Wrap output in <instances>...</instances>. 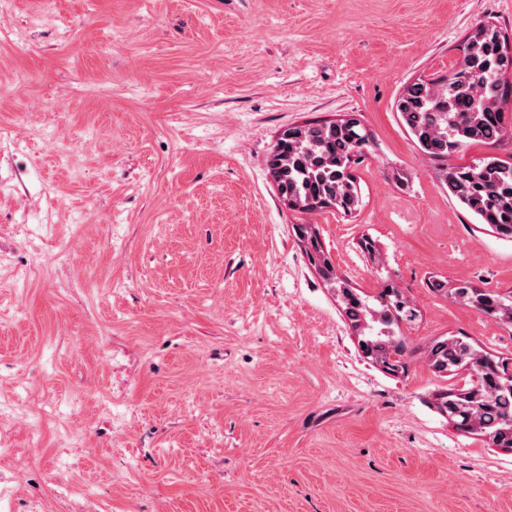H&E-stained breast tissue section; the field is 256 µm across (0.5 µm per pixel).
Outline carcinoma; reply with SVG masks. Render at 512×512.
<instances>
[{
    "instance_id": "1",
    "label": "carcinoma",
    "mask_w": 512,
    "mask_h": 512,
    "mask_svg": "<svg viewBox=\"0 0 512 512\" xmlns=\"http://www.w3.org/2000/svg\"><path fill=\"white\" fill-rule=\"evenodd\" d=\"M460 51L447 73L408 84L396 111L420 151L438 163L448 195L478 223L512 239V162L487 155L468 165L448 164L470 146L512 140V117L504 109L512 101V45L500 26L485 21L468 33ZM367 142L355 113L284 128L267 159L280 200L300 212L333 208L351 214L361 200L354 170ZM294 230L310 264L336 291L358 344L365 345L363 354L390 373L406 372L414 349L400 325L414 323L418 309L390 283L371 299L347 286L333 273L330 254L312 225L297 224ZM450 297L512 326V291L480 290L461 282ZM424 358L438 376L472 366L476 377L461 388L436 393V408L456 430L512 450V358L454 336L429 343Z\"/></svg>"
}]
</instances>
